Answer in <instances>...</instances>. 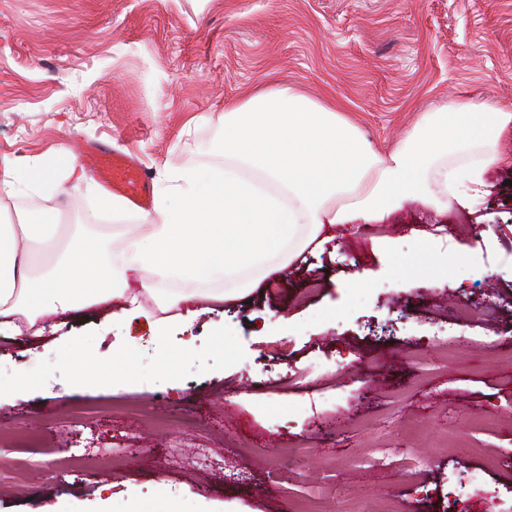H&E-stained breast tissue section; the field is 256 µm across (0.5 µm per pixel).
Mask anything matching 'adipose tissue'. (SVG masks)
<instances>
[{
    "instance_id": "obj_1",
    "label": "adipose tissue",
    "mask_w": 512,
    "mask_h": 512,
    "mask_svg": "<svg viewBox=\"0 0 512 512\" xmlns=\"http://www.w3.org/2000/svg\"><path fill=\"white\" fill-rule=\"evenodd\" d=\"M510 130L512 108L456 101L423 112L383 155L336 106L288 87L259 91L225 110L222 165L166 169L161 222L145 235L119 225L133 237L134 260L87 235L62 245L59 225L46 218L1 223L0 338L22 341L45 313L117 298L124 305L113 319L144 312L128 291L131 270L170 313L153 321L162 336L194 317V303L240 298L320 246L326 226L379 224L409 202L477 214Z\"/></svg>"
}]
</instances>
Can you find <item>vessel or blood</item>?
Listing matches in <instances>:
<instances>
[{
	"label": "vessel or blood",
	"instance_id": "b4317fda",
	"mask_svg": "<svg viewBox=\"0 0 512 512\" xmlns=\"http://www.w3.org/2000/svg\"><path fill=\"white\" fill-rule=\"evenodd\" d=\"M76 158L106 190L127 198L138 208L149 207L148 175L132 157L104 144H91L80 148Z\"/></svg>",
	"mask_w": 512,
	"mask_h": 512
}]
</instances>
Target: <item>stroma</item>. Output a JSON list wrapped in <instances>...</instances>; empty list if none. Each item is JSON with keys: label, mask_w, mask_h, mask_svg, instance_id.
Segmentation results:
<instances>
[{"label": "stroma", "mask_w": 512, "mask_h": 512, "mask_svg": "<svg viewBox=\"0 0 512 512\" xmlns=\"http://www.w3.org/2000/svg\"><path fill=\"white\" fill-rule=\"evenodd\" d=\"M284 86L342 108L382 153L436 105L512 107V0H0V160L59 169L101 142L156 186L211 165L231 105ZM489 179L464 256L463 213L409 203L246 299L200 304L187 331L156 339L99 307L42 317L36 352L0 340V371L35 356L58 378L60 337L94 339L79 392L0 406V464L25 465L0 512L90 503L107 482L114 512H512V167ZM99 193L23 180L0 192V222L94 235ZM132 339L143 354H113ZM86 448L113 449L111 466L59 468Z\"/></svg>", "instance_id": "obj_1"}]
</instances>
